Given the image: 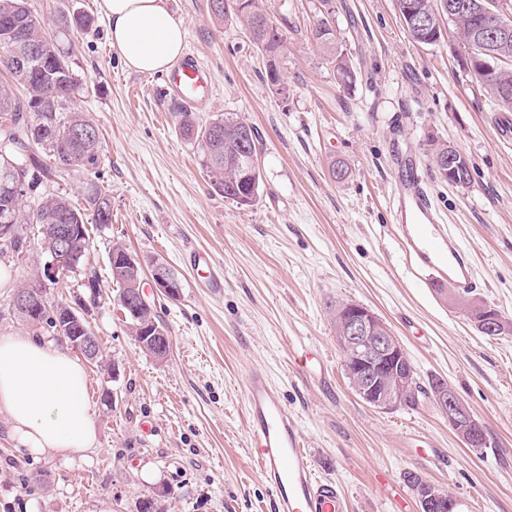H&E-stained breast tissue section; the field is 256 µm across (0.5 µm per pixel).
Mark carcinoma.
<instances>
[{
	"mask_svg": "<svg viewBox=\"0 0 512 512\" xmlns=\"http://www.w3.org/2000/svg\"><path fill=\"white\" fill-rule=\"evenodd\" d=\"M215 2L209 0L213 16L220 22L230 21L241 27L266 61L269 85L278 94L286 93L281 76L284 36L270 22L259 0H249L242 7L236 6V0H223L222 8L216 7ZM332 2L320 0L321 18L311 35L336 67L341 82L349 86L355 74L336 48ZM91 24L92 18L87 14L63 11L57 15L51 34L35 16L29 0H0V185L20 174L29 189L36 190L62 172L90 173L98 166L102 149L98 128L76 108L80 83L54 41L74 31H86ZM29 45L42 48L41 58L27 67L15 65L14 56ZM471 76L498 101L500 82L512 86V72L499 80H489L477 72ZM179 118L181 136L198 143L202 150L201 167L212 189L240 207L253 205L260 183L251 177L244 178L241 151L244 146L257 150L254 126L235 113L205 124L198 123L191 112H181ZM75 130L87 131L85 138L72 137ZM110 223L112 208L108 194L95 183L87 185L85 205L80 208L64 195L48 193L24 211L20 201L0 190V225L10 224L13 228L11 247L0 250V262L23 254L27 243L23 225L37 228L44 252L55 246L59 231L66 227L73 239L70 272L90 269L92 279L82 281L80 287L92 291L94 286L101 285V278L93 266L86 265L90 249L88 225L105 227ZM39 270L40 266H35L21 287L40 289L47 312L67 308L63 303L49 301L46 288L39 283ZM109 276L118 287L120 301L133 283L132 274L111 265Z\"/></svg>",
	"mask_w": 512,
	"mask_h": 512,
	"instance_id": "obj_1",
	"label": "carcinoma"
}]
</instances>
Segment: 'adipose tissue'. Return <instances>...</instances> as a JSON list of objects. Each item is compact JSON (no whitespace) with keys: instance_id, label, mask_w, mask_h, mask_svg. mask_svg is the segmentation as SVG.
<instances>
[{"instance_id":"adipose-tissue-1","label":"adipose tissue","mask_w":512,"mask_h":512,"mask_svg":"<svg viewBox=\"0 0 512 512\" xmlns=\"http://www.w3.org/2000/svg\"><path fill=\"white\" fill-rule=\"evenodd\" d=\"M109 41L131 71L169 70L181 57L182 23L164 0H101ZM82 361L34 336H0V415L30 452L69 456L97 444V429L85 406Z\"/></svg>"}]
</instances>
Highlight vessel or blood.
I'll return each mask as SVG.
<instances>
[{
	"mask_svg": "<svg viewBox=\"0 0 512 512\" xmlns=\"http://www.w3.org/2000/svg\"><path fill=\"white\" fill-rule=\"evenodd\" d=\"M167 81L187 104L202 103L210 95L211 74L193 54L185 56ZM393 212L396 242L415 273L448 282L461 291L476 287L471 258L450 227L440 223L438 210L415 169H407L400 179ZM245 402L249 446L272 494L274 512H346V501L336 484L316 478L298 424L262 369L247 373Z\"/></svg>",
	"mask_w": 512,
	"mask_h": 512,
	"instance_id": "b4317fda",
	"label": "vessel or blood"
}]
</instances>
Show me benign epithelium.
I'll return each mask as SVG.
<instances>
[{"instance_id": "obj_1", "label": "benign epithelium", "mask_w": 512, "mask_h": 512, "mask_svg": "<svg viewBox=\"0 0 512 512\" xmlns=\"http://www.w3.org/2000/svg\"><path fill=\"white\" fill-rule=\"evenodd\" d=\"M466 13L478 19V26L462 40L467 50L469 69L478 70L492 78H499L512 67V59L495 51L482 48L492 39L498 44L512 39V8L505 0H471ZM448 15L456 20L460 16L453 0H436V7L424 10L416 0H408L406 17L408 26L433 43L439 38V24L435 18ZM463 158L450 153L436 159V167L447 174L448 182L459 184V168ZM71 247L68 230L57 238L56 246L48 252L39 272L41 284L58 282L67 272L64 256ZM152 278L170 298L180 295L182 284L177 274L160 261L152 268ZM36 296L27 289L15 295L12 307L23 316L34 309ZM148 304L143 288L133 287L126 293L124 307L136 319L141 318V307ZM336 341L345 354L344 367L351 387L368 405L382 411H392L408 406V395L417 378L406 351L389 327L371 310L352 302L336 305ZM143 348L157 360L168 357L166 334L157 326L148 328ZM69 344L90 364L100 356L99 341L92 331L84 336L68 337ZM433 397L437 407L448 420V427L467 448H481L489 444L483 426L474 418L469 407L453 387L443 379L433 383ZM418 512H462L461 502L454 496L428 483L417 497Z\"/></svg>"}]
</instances>
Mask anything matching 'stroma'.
Returning <instances> with one entry per match:
<instances>
[{"label": "stroma", "mask_w": 512, "mask_h": 512, "mask_svg": "<svg viewBox=\"0 0 512 512\" xmlns=\"http://www.w3.org/2000/svg\"><path fill=\"white\" fill-rule=\"evenodd\" d=\"M42 24L58 12L91 15L92 28L61 46L84 86L79 108L99 128L95 178L112 222L92 227L89 259L105 280L90 322L118 376L87 366V407L96 447L69 457L35 456L0 415V512H132L166 484L156 512H271V492L248 444L244 384L262 368L296 418L321 479L335 481L351 512H418L404 474L414 470L464 503L465 512H512V332L480 333L449 284L426 285L395 241L392 196L398 155L412 157L433 203L472 257L483 301L512 322V140L505 109L465 71L456 34L412 42L396 0H333L336 43L356 79L343 86L310 39L319 0H264L285 43L287 95L264 77L258 48L209 13L208 0H165L186 30L185 52L213 76L199 122L232 112L258 131L260 195L240 208L215 193L196 143L181 137V103L161 74L127 70L106 36L98 0H30ZM455 147L471 181L441 180L430 142ZM344 163V179L333 178ZM63 174L58 188L82 203L91 178ZM143 269L165 259L182 281L178 298L144 283L168 329L159 362L138 346L106 274L114 244ZM224 273L210 296L186 261L190 251ZM43 257L37 244L0 276V335L47 329L14 316L12 286ZM366 306L402 342L421 385L448 381L484 427L490 445L465 447L433 397L382 412L351 389L327 313L331 302ZM319 358L303 367L302 353Z\"/></svg>", "instance_id": "obj_1"}]
</instances>
